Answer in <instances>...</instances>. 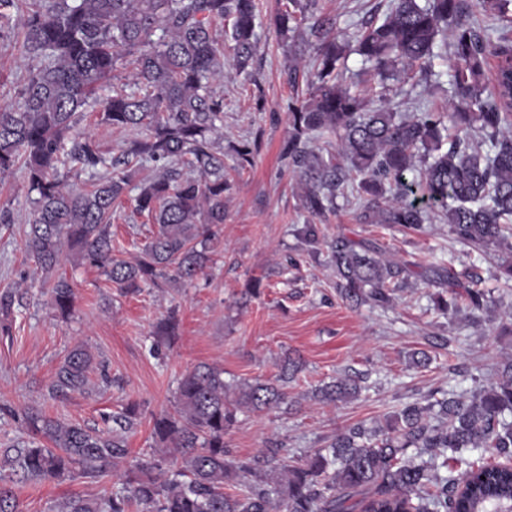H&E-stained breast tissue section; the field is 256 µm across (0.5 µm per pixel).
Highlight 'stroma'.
Listing matches in <instances>:
<instances>
[{
  "label": "stroma",
  "mask_w": 512,
  "mask_h": 512,
  "mask_svg": "<svg viewBox=\"0 0 512 512\" xmlns=\"http://www.w3.org/2000/svg\"><path fill=\"white\" fill-rule=\"evenodd\" d=\"M256 2L263 26L249 76L228 63L214 84L224 96V167L231 189L224 195L218 234L223 255L197 280H164L124 295L99 270L70 260L59 273L75 288V307L69 319H61L50 305L52 277L42 276L24 247L33 211L25 171L18 167L0 178V204L8 205L12 217L11 223H0V294L12 293L17 300L9 315H0V449L23 437L14 414L24 407L39 406L98 428L102 414L134 401L142 419L128 437L129 456L147 458L157 447L153 417L175 413L178 383L195 366L221 369L228 381L271 380L285 357L297 355L304 368L288 385L291 409L241 413L224 437L238 457L278 443L293 459L324 447L345 427L384 423L403 403L428 390L471 392L512 357V337L495 330L501 316L512 312V287L499 279L500 253L474 254L452 242L440 222L418 232L362 224L357 219L360 200L350 197L324 225L326 238L377 242L416 264L419 274L384 308H354L339 298L326 247L309 245L299 233L307 216L299 208L297 179L280 159L289 131L288 104L306 89L313 51L304 47L299 82L289 84L288 59L268 26L288 9V0ZM390 6L391 0L318 2L320 12L334 17L338 31L349 36L381 19ZM19 24L15 16L0 29V103L16 99L35 64L21 47ZM434 70L417 86L394 85L402 111L447 109L450 92L442 59H435ZM257 133L262 139L253 166L236 169L232 144ZM154 230L150 219L134 213L131 200H123L111 225L114 258L134 260ZM473 262L485 287L500 296L487 321L472 325L430 311L429 296L438 286L424 279V272L437 266L461 271ZM255 279L261 282L256 295L250 290ZM171 313L179 321L177 334L156 345L157 326ZM79 343L103 362L108 381L97 382L89 395L49 399L47 384ZM418 351L431 357L429 366L413 365ZM347 373L365 377L359 398L337 404L314 400L315 387ZM130 474L123 462L96 479L24 483L16 488L19 508L50 512L72 496L119 490Z\"/></svg>",
  "instance_id": "1"
}]
</instances>
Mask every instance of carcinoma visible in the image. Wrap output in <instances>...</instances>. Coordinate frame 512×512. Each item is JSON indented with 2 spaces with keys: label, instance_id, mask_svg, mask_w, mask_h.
Here are the masks:
<instances>
[{
  "label": "carcinoma",
  "instance_id": "carcinoma-1",
  "mask_svg": "<svg viewBox=\"0 0 512 512\" xmlns=\"http://www.w3.org/2000/svg\"><path fill=\"white\" fill-rule=\"evenodd\" d=\"M318 0H291L274 19L288 56L313 47L314 78L306 97L288 105V138L280 156L302 185L300 205L313 219L336 213L337 198L363 199L362 224H392L418 231L442 217L453 240L477 253H506L501 273L512 281V0H475L502 26L490 32L472 20L467 0H393L377 25L354 38L318 13ZM26 10L25 53L41 60L24 80L21 101L0 106V176L21 164L36 193L25 242L37 267L62 265L63 247L96 267L120 290L136 292L158 279L192 281L221 253L214 228L224 223V97L212 82L229 50L248 73L257 42L255 0H0V20ZM228 23L213 34V23ZM451 39L446 111L407 113L391 104V81L431 73L438 43ZM355 53L380 86L377 102L355 83L339 81ZM133 56V88H109L112 72ZM500 59L494 82L487 57ZM101 105L102 125L133 131L123 157L106 158L78 125L90 101ZM315 136L336 140V151L311 146ZM260 137L231 146L236 165L253 164ZM151 162L155 174L131 185L133 168ZM92 173L87 189L66 186L59 169ZM122 166L117 175L113 169ZM135 189V208L157 231L133 262L112 258L109 226L114 203ZM339 297L355 306L385 307L414 275L413 265L386 256L376 243L347 238L327 245ZM441 314L478 323L496 304L480 287L476 265L461 272L436 267ZM75 291L64 276L51 288L63 316ZM84 346L72 348L47 385L52 400L91 389L100 369ZM300 363L287 358L277 382L243 383L234 398L224 372L198 365L179 382L178 410L153 419L156 441L180 456L174 469L140 459L137 475L120 490L75 496L54 512H512V358L496 377L466 397L436 389L403 405L385 424H356L324 448L285 463L275 446L244 459L231 456L224 434L238 413L285 405L284 384ZM362 377L348 375L315 390L336 403L360 394ZM19 420L27 439L0 451V468L24 480L97 478L124 461L127 434L141 422L129 402L104 418L107 427L67 422L30 406ZM257 478L237 493L224 483ZM0 512H19L13 488L0 478Z\"/></svg>",
  "mask_w": 512,
  "mask_h": 512
}]
</instances>
